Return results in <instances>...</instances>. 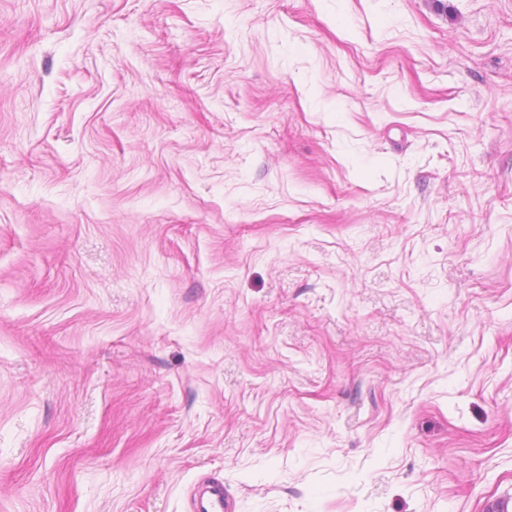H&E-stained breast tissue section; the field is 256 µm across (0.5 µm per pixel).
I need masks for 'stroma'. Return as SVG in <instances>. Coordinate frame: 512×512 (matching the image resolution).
I'll list each match as a JSON object with an SVG mask.
<instances>
[{"label":"stroma","mask_w":512,"mask_h":512,"mask_svg":"<svg viewBox=\"0 0 512 512\" xmlns=\"http://www.w3.org/2000/svg\"><path fill=\"white\" fill-rule=\"evenodd\" d=\"M512 506V0H0V512ZM224 497L223 484L202 486L194 498L195 512H224Z\"/></svg>","instance_id":"1"}]
</instances>
